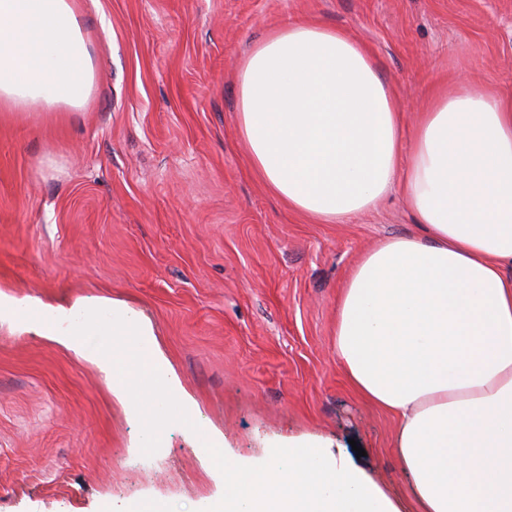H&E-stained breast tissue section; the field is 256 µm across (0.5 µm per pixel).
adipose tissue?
<instances>
[{
  "instance_id": "adipose-tissue-1",
  "label": "adipose tissue",
  "mask_w": 512,
  "mask_h": 512,
  "mask_svg": "<svg viewBox=\"0 0 512 512\" xmlns=\"http://www.w3.org/2000/svg\"><path fill=\"white\" fill-rule=\"evenodd\" d=\"M93 84L74 0H0V112H78ZM236 88L251 166L290 209L347 224L402 184L423 234L360 257L336 359L397 418L420 512H512V96L459 79L406 128L370 51L308 20L256 43Z\"/></svg>"
}]
</instances>
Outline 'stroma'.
<instances>
[{
    "mask_svg": "<svg viewBox=\"0 0 512 512\" xmlns=\"http://www.w3.org/2000/svg\"><path fill=\"white\" fill-rule=\"evenodd\" d=\"M95 80L83 111L0 122V290L138 315L180 403L226 455L289 438L347 446L416 512L397 424L336 363V299L359 256L420 229L401 187L350 224H315L254 173L235 73L271 28L314 19L372 51L407 123L433 84L512 93V0H77ZM95 363L0 326V512H106L149 496L205 512L223 478L193 430L155 457Z\"/></svg>",
    "mask_w": 512,
    "mask_h": 512,
    "instance_id": "obj_1",
    "label": "stroma"
}]
</instances>
